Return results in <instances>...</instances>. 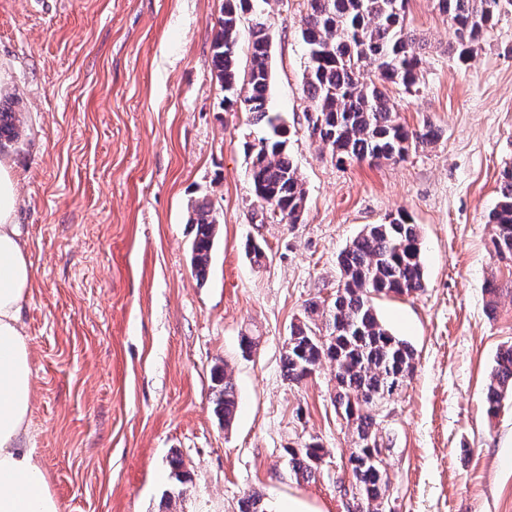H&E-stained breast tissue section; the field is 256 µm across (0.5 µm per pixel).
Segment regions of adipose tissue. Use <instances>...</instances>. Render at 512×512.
<instances>
[{
	"label": "adipose tissue",
	"mask_w": 512,
	"mask_h": 512,
	"mask_svg": "<svg viewBox=\"0 0 512 512\" xmlns=\"http://www.w3.org/2000/svg\"><path fill=\"white\" fill-rule=\"evenodd\" d=\"M15 204L13 164L0 158V512H60L28 446L33 364L21 309L33 270L13 222Z\"/></svg>",
	"instance_id": "adipose-tissue-1"
}]
</instances>
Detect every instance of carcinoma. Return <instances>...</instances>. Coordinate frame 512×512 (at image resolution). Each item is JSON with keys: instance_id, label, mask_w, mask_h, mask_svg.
I'll return each instance as SVG.
<instances>
[{"instance_id": "carcinoma-1", "label": "carcinoma", "mask_w": 512, "mask_h": 512, "mask_svg": "<svg viewBox=\"0 0 512 512\" xmlns=\"http://www.w3.org/2000/svg\"><path fill=\"white\" fill-rule=\"evenodd\" d=\"M409 0H308L301 37L308 49L303 92L314 115L309 135L339 162L394 160L410 147L428 145L439 131L426 122L417 130L399 121L391 89L418 90L423 44L405 23ZM454 28L456 42L448 50L464 64L483 35L498 21L504 0H436ZM249 0H224L223 15L213 40L216 78L224 101L239 105L266 136L252 146L251 184L258 202L286 224L299 223L306 191L297 167L288 155L287 129L270 110L271 36L257 21L251 32L250 61L240 71L237 41L241 14ZM17 142L20 119L0 111V139ZM218 221L206 199L191 207L196 226L191 264L196 276H207ZM494 225L491 252L512 263V163L499 174L498 199L489 214ZM341 280L334 299L322 309L309 303L304 320L290 325L283 356L284 374L300 382L325 358L337 363L334 406L356 436L346 467L359 495L357 512H380L389 501V485L382 466L367 460L383 441L373 398L405 387L415 371L416 350L394 335L379 319L377 296H411L424 288L421 239L408 213L398 212L383 224H368L339 253ZM495 299L512 295V277L492 280L486 287ZM322 318L320 329L316 318ZM325 335H320V332ZM214 411L229 426L237 411L231 375L221 369L214 377ZM512 394V344L500 349L484 391L486 413L497 416L503 400ZM322 446L317 442L288 449V465L296 477L310 480L318 471Z\"/></svg>"}]
</instances>
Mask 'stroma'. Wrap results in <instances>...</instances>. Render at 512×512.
I'll list each match as a JSON object with an SVG mask.
<instances>
[{"label":"stroma","instance_id":"35a3bbf8","mask_svg":"<svg viewBox=\"0 0 512 512\" xmlns=\"http://www.w3.org/2000/svg\"><path fill=\"white\" fill-rule=\"evenodd\" d=\"M224 0H0V107L19 112L14 221L34 270L21 318L33 357L30 441L62 512H266L289 499L353 512L344 464L354 446L334 406V366L289 381L281 358L309 302L331 300L338 254L403 210L418 224L425 288L377 298L380 319L417 353L382 414L395 512H512V396L488 418L483 391L512 344V297L490 253L488 214L512 162V6L467 63L435 0H409L424 41L417 92L392 90L409 128L440 136L400 160L336 163L307 130V0H251L272 38V106L306 190L299 223L262 211L247 145L261 126L227 107L212 44ZM209 199L218 234L205 279L191 267L192 204ZM260 244L267 260L248 254ZM256 337L251 354L240 339ZM226 366L238 410L213 412ZM323 448L315 479L288 451ZM179 455L186 483L170 459Z\"/></svg>","mask_w":512,"mask_h":512}]
</instances>
